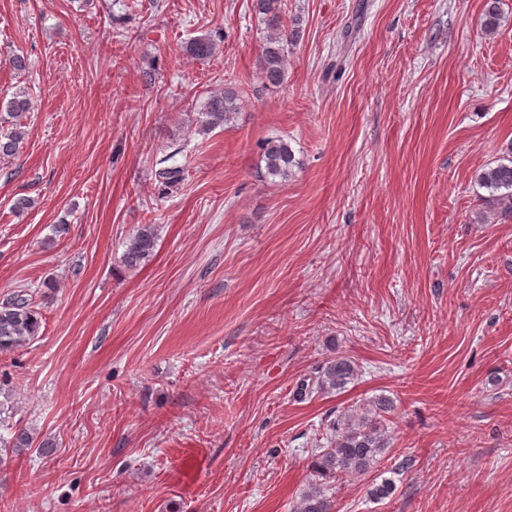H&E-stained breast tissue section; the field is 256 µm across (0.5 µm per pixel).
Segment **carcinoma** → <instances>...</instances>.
I'll list each match as a JSON object with an SVG mask.
<instances>
[{
  "instance_id": "1",
  "label": "carcinoma",
  "mask_w": 512,
  "mask_h": 512,
  "mask_svg": "<svg viewBox=\"0 0 512 512\" xmlns=\"http://www.w3.org/2000/svg\"><path fill=\"white\" fill-rule=\"evenodd\" d=\"M284 0H255L254 9L265 25L264 46L260 67L263 86L281 85L285 79V46L296 40L298 30L284 21ZM499 0H485L483 31L491 36L501 25ZM218 43L212 35L189 39L185 49L199 59L216 53ZM31 109V99L25 89H20L7 101L6 110L16 119L10 131L0 133V158L16 155L26 136L17 119ZM239 114L238 94L231 88L211 91L201 105L200 132L207 134L233 121ZM263 159L267 173L284 180L292 174L295 157L291 146L283 139H271L265 143ZM157 181L165 188H173L183 182L184 169L166 166L155 171ZM477 184L495 194V201L512 214V159L495 166L481 169L475 175ZM158 242L155 224H140L126 241L122 264L128 270L137 269L152 256ZM41 313L27 291L19 290L0 302V353L11 352L29 344L38 335ZM358 376L356 363L348 356L338 354L326 362L316 381L323 391H341ZM390 400L379 397L365 412L344 413L330 423L334 438L331 445L322 449L311 463L314 473L308 487L293 506V512H334L332 497L328 495L327 481H341L358 476L374 468L391 448V434L386 414L390 413Z\"/></svg>"
}]
</instances>
